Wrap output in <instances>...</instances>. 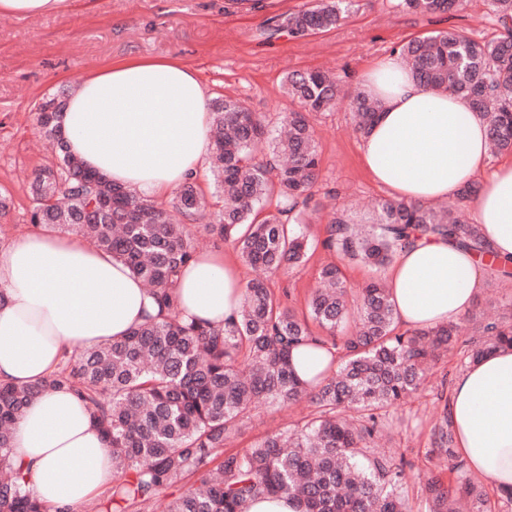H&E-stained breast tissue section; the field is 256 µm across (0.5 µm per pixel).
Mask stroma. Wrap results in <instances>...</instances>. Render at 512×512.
Returning a JSON list of instances; mask_svg holds the SVG:
<instances>
[{"label":"stroma","mask_w":512,"mask_h":512,"mask_svg":"<svg viewBox=\"0 0 512 512\" xmlns=\"http://www.w3.org/2000/svg\"><path fill=\"white\" fill-rule=\"evenodd\" d=\"M316 0H265L263 8L234 7L228 0H72L69 10L38 17L0 14V194L10 198L0 214V247L24 232L30 221L29 186L34 172L51 161L42 141L35 106L74 86L108 63L131 57L171 58L196 70L211 97L243 101L252 111L276 119L292 110L284 80L293 71H323L357 89L360 75L403 44L440 31H458L479 40L501 36L503 28L487 0H467L465 10L419 15L402 11L398 0H355L335 28L301 38L268 36V19L314 6ZM320 154V178L306 232L313 242L305 262L271 277L269 287L297 315L309 313L321 268L337 264L352 292H359L384 269L339 256L322 245L333 208L347 209L352 221L370 223L389 189L374 182L361 160L362 138L345 107L312 112ZM473 313L498 316L512 311V277L486 276ZM463 346L431 364L426 388L390 410L392 430L382 448L413 463L405 488L411 512H425L420 485L427 470H447L429 455L430 433L463 369ZM309 411L261 405L232 440L234 450L250 447L268 431L290 427Z\"/></svg>","instance_id":"obj_1"}]
</instances>
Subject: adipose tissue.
<instances>
[{
	"label": "adipose tissue",
	"instance_id": "obj_1",
	"mask_svg": "<svg viewBox=\"0 0 512 512\" xmlns=\"http://www.w3.org/2000/svg\"><path fill=\"white\" fill-rule=\"evenodd\" d=\"M361 81L380 105L362 143L372 179L419 203L477 183L475 218L491 260L512 262V161L488 169L481 115L463 98L413 80L395 54ZM209 101L197 73L179 61L131 58L70 91L62 130L85 165L161 198L206 166ZM489 262L436 235L398 249L386 272L398 324L418 329L458 320L474 305ZM243 291L237 264L209 251L181 271L174 295L186 316L220 329L237 318ZM158 315L142 282L83 238L18 235L0 248V383H35L55 371L65 351L119 340ZM448 418L469 470L499 494H512V348L457 374ZM12 445L29 490L49 506L79 512L112 488L111 448L71 390L34 401L16 423Z\"/></svg>",
	"mask_w": 512,
	"mask_h": 512
}]
</instances>
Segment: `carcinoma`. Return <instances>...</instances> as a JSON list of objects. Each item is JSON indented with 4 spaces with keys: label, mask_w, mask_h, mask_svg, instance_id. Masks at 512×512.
<instances>
[{
    "label": "carcinoma",
    "mask_w": 512,
    "mask_h": 512,
    "mask_svg": "<svg viewBox=\"0 0 512 512\" xmlns=\"http://www.w3.org/2000/svg\"><path fill=\"white\" fill-rule=\"evenodd\" d=\"M353 0H319L313 7L270 18L271 34L292 37L336 27ZM467 0H400L410 13L444 14ZM504 34L481 42L460 32H438L401 46L408 72L435 91L470 99L487 121L489 146L512 152V0H488ZM287 94L300 109L276 125L232 98L210 104L214 193L224 200L215 223L203 228L235 242L244 263L262 272L244 286L239 318L216 330L183 317L171 286L194 257L190 227L206 207L195 179L169 203L137 195L70 153L62 133L66 95L38 104V122L54 157L30 184V221L75 230L91 246L112 254L139 278L165 315L130 330L118 341L73 349L42 381L0 384V512H50L34 497L11 455L13 428L27 407L57 388L73 390L112 445V504L120 512H148L168 490L177 493L163 512H245L260 496L286 495L299 512H409L405 456L377 448L390 428L388 409L425 384V366L453 349L456 322L397 331L388 288L372 281L356 305L338 265L322 267L323 287L300 319L276 297L266 277L305 261L311 243L303 215L320 177V155L310 112L347 105L366 134L378 101L351 91L327 73L294 71ZM440 235L485 252L479 228L426 204L387 199L370 229L361 232L342 214L325 228L323 247L383 266L416 233ZM327 332L316 336L309 321ZM463 341L466 363L512 346V313L496 320L473 317ZM340 349L331 375L301 379L292 350L308 342ZM307 401L314 411L293 429L274 431L248 448L226 450L258 403L286 407ZM431 452L451 461L450 477L430 473L426 512H493L482 481L470 473L443 415Z\"/></svg>",
    "instance_id": "obj_1"
}]
</instances>
